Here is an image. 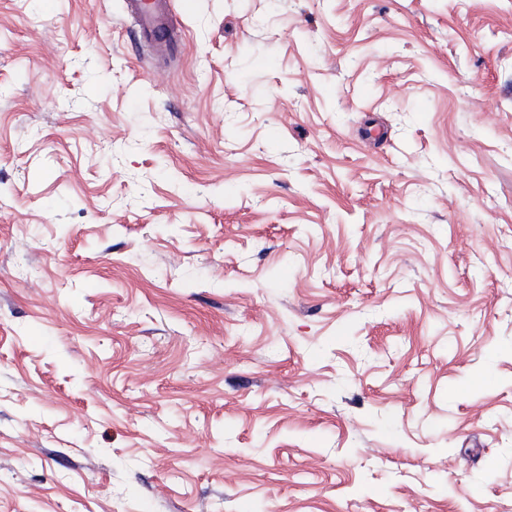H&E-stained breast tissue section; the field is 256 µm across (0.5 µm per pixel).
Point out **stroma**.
<instances>
[{
  "label": "stroma",
  "mask_w": 512,
  "mask_h": 512,
  "mask_svg": "<svg viewBox=\"0 0 512 512\" xmlns=\"http://www.w3.org/2000/svg\"><path fill=\"white\" fill-rule=\"evenodd\" d=\"M0 0V512H512V0ZM172 0H125V12L131 20L140 41L156 49L178 42L182 27L172 20Z\"/></svg>",
  "instance_id": "35a3bbf8"
}]
</instances>
